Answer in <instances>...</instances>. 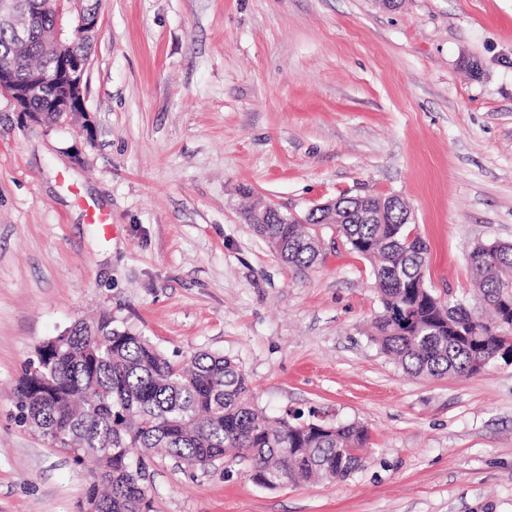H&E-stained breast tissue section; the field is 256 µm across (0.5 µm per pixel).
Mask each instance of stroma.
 Wrapping results in <instances>:
<instances>
[{
  "label": "stroma",
  "mask_w": 512,
  "mask_h": 512,
  "mask_svg": "<svg viewBox=\"0 0 512 512\" xmlns=\"http://www.w3.org/2000/svg\"><path fill=\"white\" fill-rule=\"evenodd\" d=\"M89 54L92 133L0 93V512H84L87 468L9 394L104 311L171 359H233L269 416L370 432L341 482L156 458V512H512V364L407 374L370 338L364 258L322 225L321 261L289 265L241 213L245 189L300 214L399 196L428 286L478 307L468 246L512 243V0H102Z\"/></svg>",
  "instance_id": "obj_1"
}]
</instances>
